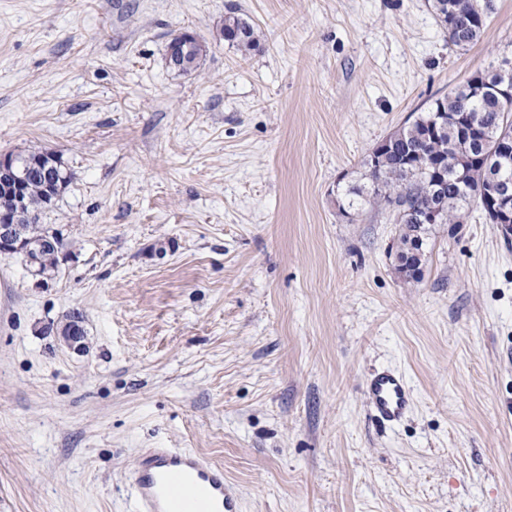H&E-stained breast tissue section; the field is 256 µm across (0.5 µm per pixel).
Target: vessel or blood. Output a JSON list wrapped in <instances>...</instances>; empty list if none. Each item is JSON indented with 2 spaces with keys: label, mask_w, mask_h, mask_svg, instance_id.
Masks as SVG:
<instances>
[{
  "label": "vessel or blood",
  "mask_w": 512,
  "mask_h": 512,
  "mask_svg": "<svg viewBox=\"0 0 512 512\" xmlns=\"http://www.w3.org/2000/svg\"><path fill=\"white\" fill-rule=\"evenodd\" d=\"M373 418L400 422L412 405V389L397 369L374 371L365 384ZM136 512H238L236 490L224 469L185 448H151L137 459L133 476Z\"/></svg>",
  "instance_id": "vessel-or-blood-1"
}]
</instances>
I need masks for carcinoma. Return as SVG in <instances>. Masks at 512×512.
<instances>
[{
    "mask_svg": "<svg viewBox=\"0 0 512 512\" xmlns=\"http://www.w3.org/2000/svg\"><path fill=\"white\" fill-rule=\"evenodd\" d=\"M432 7L448 46L463 48L480 37L490 5L482 6L479 0H433ZM221 34L244 54L255 47L253 28L237 16L224 17ZM206 52L198 40L184 45V70L200 68ZM504 84L512 85V73L477 74L432 99L426 109L411 113L407 126L387 137L388 150L365 160L368 183L340 189L343 213L381 203L395 223L404 225L396 258L410 278L420 273L426 232L425 225L412 223L414 212L438 205L440 223L461 224L475 206L489 223L497 221L487 195L504 180L512 184V159L500 158L496 147L499 139H512V100L491 93ZM440 112L448 113L442 130L437 129ZM18 161L27 169L22 203L5 188L0 191V212L20 206L28 236L39 239L51 233L39 223L40 214L68 185L71 173L49 152L20 154Z\"/></svg>",
    "mask_w": 512,
    "mask_h": 512,
    "instance_id": "carcinoma-1",
    "label": "carcinoma"
}]
</instances>
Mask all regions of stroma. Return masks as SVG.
<instances>
[{"label": "stroma", "instance_id": "stroma-1", "mask_svg": "<svg viewBox=\"0 0 512 512\" xmlns=\"http://www.w3.org/2000/svg\"><path fill=\"white\" fill-rule=\"evenodd\" d=\"M490 3L456 48L431 0H0V154L72 173L56 277L0 257V512H135L146 448L223 466L239 512H512V243L470 209L407 280L389 211L337 202L412 112L512 71ZM381 367L413 388L390 428ZM221 34L224 40L236 44L243 54L255 47L253 28L248 22L237 16L224 17V27ZM373 418L381 424L400 422L412 405V389L406 375L397 369L374 371L365 384Z\"/></svg>", "mask_w": 512, "mask_h": 512}]
</instances>
